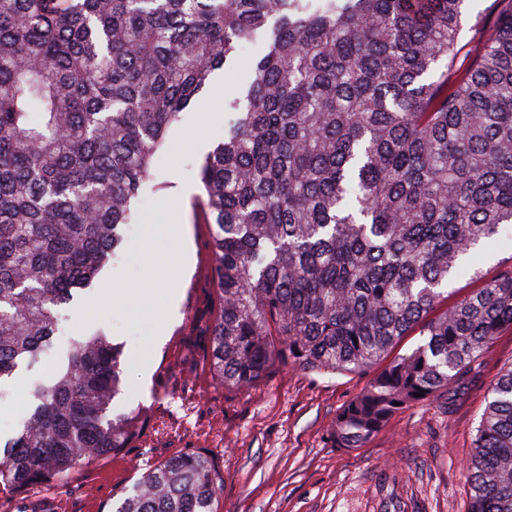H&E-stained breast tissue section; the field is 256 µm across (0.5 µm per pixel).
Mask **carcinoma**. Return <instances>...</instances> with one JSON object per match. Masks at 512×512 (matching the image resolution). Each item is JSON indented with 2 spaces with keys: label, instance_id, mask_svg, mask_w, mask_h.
<instances>
[{
  "label": "carcinoma",
  "instance_id": "obj_1",
  "mask_svg": "<svg viewBox=\"0 0 512 512\" xmlns=\"http://www.w3.org/2000/svg\"><path fill=\"white\" fill-rule=\"evenodd\" d=\"M465 0H0V384L49 355L58 309L119 248L170 127L265 33L198 167L218 304L209 370L226 393L286 367L382 368L336 414L338 448L465 389L512 329V5L457 66ZM472 272L481 285L450 303ZM421 343L391 356L405 336ZM123 348L72 336L30 391L0 493L64 481L128 448ZM468 512H512V363L484 395ZM224 479L173 456L112 512H219ZM512 257V239H499L495 244L487 245L482 253L473 259L475 268H479L487 276L494 274L502 260Z\"/></svg>",
  "mask_w": 512,
  "mask_h": 512
}]
</instances>
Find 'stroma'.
I'll use <instances>...</instances> for the list:
<instances>
[{"label":"stroma","mask_w":512,"mask_h":512,"mask_svg":"<svg viewBox=\"0 0 512 512\" xmlns=\"http://www.w3.org/2000/svg\"><path fill=\"white\" fill-rule=\"evenodd\" d=\"M497 0H470L459 35L475 53L483 28L498 15ZM264 48L256 40L235 62L217 70L211 85L168 132L153 171L154 190L136 204L124 231V247L90 287L59 309L62 331L52 358L63 357L68 339L101 332L123 344L127 388L114 407L142 408L150 423L131 448L101 459L68 482L18 495L0 494V512H108L119 494L150 467L184 452H203L224 477L221 512H466L463 466L484 408L485 387L512 363V329L487 349L467 390L451 410L442 403L396 415L359 448L336 447L337 412L363 391L374 370L316 374L284 369L260 389L236 397L204 374L216 305L209 254L210 229L197 205L198 167L224 134L223 105L209 106L215 87L225 96L242 91L249 60ZM179 224L181 244L153 234L156 224ZM154 245H147L148 235ZM124 291L103 300L101 283ZM167 289L173 305L159 320L137 288ZM46 365L19 370L0 396V446L29 408V388L46 377Z\"/></svg>","instance_id":"obj_1"}]
</instances>
